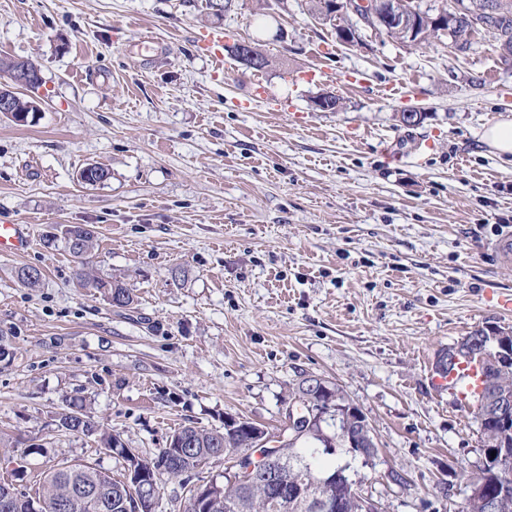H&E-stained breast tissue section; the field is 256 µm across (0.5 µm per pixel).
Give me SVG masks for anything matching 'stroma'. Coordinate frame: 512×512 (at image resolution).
<instances>
[{"label": "stroma", "instance_id": "obj_1", "mask_svg": "<svg viewBox=\"0 0 512 512\" xmlns=\"http://www.w3.org/2000/svg\"><path fill=\"white\" fill-rule=\"evenodd\" d=\"M222 4L0 0V57L42 75L32 123L0 116V224L34 239L0 255V480L19 461L33 497L62 463L123 476L96 436L59 429L70 403L151 458L228 416L279 431L315 375L372 428L373 457L332 459L382 512H461L480 434L435 364L477 329H512V262L492 249L512 229V161L483 139L512 115V65L485 34L454 52L363 26L348 46L306 0ZM213 30L272 67L200 53ZM258 79L268 98L250 96ZM324 91L339 111L315 109ZM409 107L419 124L401 122ZM88 164L109 179L80 181ZM67 225L93 230L90 264L125 277L132 308L79 284ZM26 265L39 287L17 282ZM237 43H234L233 46H231V53L236 59H237V54H236ZM252 44H254V43H252ZM252 44L250 43L251 52L254 54L256 59H253V54L249 51L250 47L248 46V44L245 42H240V41L238 43L239 59L244 63H247V62H249V60H252L251 64H249V66L251 68L259 67L260 66L259 61H261L262 66H263L262 68L266 70L268 67H270L271 61L269 60V58L266 54H264L261 50H259L255 45L252 46ZM256 68H253V70H255L257 72L264 71L262 69H256Z\"/></svg>", "mask_w": 512, "mask_h": 512}]
</instances>
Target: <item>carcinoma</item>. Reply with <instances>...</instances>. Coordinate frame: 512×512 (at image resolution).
<instances>
[{
    "instance_id": "carcinoma-1",
    "label": "carcinoma",
    "mask_w": 512,
    "mask_h": 512,
    "mask_svg": "<svg viewBox=\"0 0 512 512\" xmlns=\"http://www.w3.org/2000/svg\"><path fill=\"white\" fill-rule=\"evenodd\" d=\"M500 9V18L487 23L483 28L475 20L483 21L485 17L478 14L476 19L457 20L446 18L445 30L451 40H468L472 33L481 29L487 31L492 38L491 46L506 60H512V0H496ZM440 28L436 27L435 15L428 12L418 17V30L415 38L423 44L432 36L439 35ZM79 240V252L73 253L78 259H84L95 247L92 231L81 225H70L65 229V243H71L72 238ZM17 281L26 288L37 287L42 279V272L36 266H24L15 271ZM77 278L81 284L94 288L107 295L109 301L126 309L133 302V293L124 281L118 278L108 280L91 274L85 268L78 269ZM509 335L504 329H496L490 334L477 330L470 338L481 348L495 353L500 350L501 336ZM492 386L500 393L512 396V363L502 366L492 376ZM321 401L322 414L338 420V431L327 435L322 427V421L316 420L309 427H301L298 434L282 445L279 454L288 463V496L282 497L277 489L269 484H256L244 488L237 482L224 477L217 482L219 493L223 497L221 512H311L304 501L299 499V491L309 492L313 497L333 499L338 505V512H366L365 499L361 492L354 488L344 469L325 470L313 461V456L307 455V445L313 442L324 444V448H332V442H338L344 447H350L349 438H354L356 447L367 448L368 433L357 430L350 435L346 432L349 417L352 416L351 406L346 403L339 387L330 382L328 392L318 397ZM252 426V422L244 421L233 425L224 423V431L208 430L197 426H184L171 436V444L159 449L158 454L151 459H144L135 454L131 457L124 455L126 445L120 435L113 434L98 427L92 418L84 412L83 406L73 404L68 411L59 416V428L69 434H98L104 448L119 449L118 456L127 463H136L142 468L159 475L155 487V496H160L162 477L171 480L181 477L189 478L198 468L212 458V453L223 452L225 460L237 458L246 464L252 460L251 447L246 443V433L243 426ZM481 441L488 451L507 449L512 453V425L505 427L500 420L489 418L479 423ZM79 486L101 488L106 495L105 505L97 504L89 507L76 508L70 512H125L124 509V480L114 478L106 471L84 465L71 464L50 470L43 480L42 512H65L61 505L69 500L73 490ZM0 512H30V497L26 493L13 489V496L4 499L0 493Z\"/></svg>"
}]
</instances>
